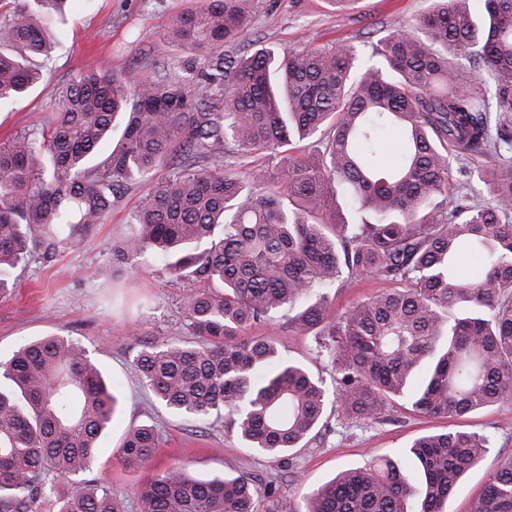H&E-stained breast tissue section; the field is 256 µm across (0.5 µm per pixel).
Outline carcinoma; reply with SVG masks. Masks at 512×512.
Instances as JSON below:
<instances>
[{"instance_id":"cac0c4a2","label":"carcinoma","mask_w":512,"mask_h":512,"mask_svg":"<svg viewBox=\"0 0 512 512\" xmlns=\"http://www.w3.org/2000/svg\"><path fill=\"white\" fill-rule=\"evenodd\" d=\"M70 0H0V105L35 84L51 41L47 8ZM431 0L417 30L369 43L259 49L224 45L250 22L249 0H200L166 34L191 54L144 58V82L108 65L60 88L56 117L0 143V296L36 257L78 250L141 177V196L98 274L155 261L198 284L184 303L195 339L138 352L134 367L175 416L224 420L243 448L282 461L306 449L327 415L378 423L399 402L463 417L512 399V0ZM485 72L456 85V65ZM317 153L284 158L293 142ZM490 201L455 188L453 174ZM360 220L332 206L337 191ZM288 196L299 202L291 209ZM325 213L328 220L310 217ZM480 259L467 275L465 256ZM370 277L392 287L336 308L331 290ZM264 325L316 330L325 380L288 359ZM119 406L81 345L59 336L0 360V512H125L88 478ZM492 436L425 434L369 468L305 493L296 512H446ZM151 425L129 428L122 465L156 455ZM416 468L407 469L406 461ZM140 512H279L246 475L200 479L179 465L137 491ZM470 512H512V458L493 464Z\"/></svg>"}]
</instances>
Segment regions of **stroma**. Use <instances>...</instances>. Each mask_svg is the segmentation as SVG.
<instances>
[{
	"mask_svg": "<svg viewBox=\"0 0 512 512\" xmlns=\"http://www.w3.org/2000/svg\"><path fill=\"white\" fill-rule=\"evenodd\" d=\"M197 0H70L61 17H53L51 58L35 86L16 103L0 108V140L52 117L57 87L78 70L100 64L153 80L140 58L171 59L180 48L165 35L170 14L193 8ZM429 0H356L348 13H337L328 0H253L252 21L224 48L240 56L256 49L295 46L321 48L335 42L360 43L373 22L393 26L413 23ZM155 169L137 191L126 194L83 246L54 267L30 260L13 275L14 288L0 297V357L31 340L58 335L73 340L94 356L121 397V408L101 443L95 477L123 498L126 512H138L135 496L145 475L188 466L202 478L235 470L259 487L270 486L282 512H292L300 494L345 468L367 466L374 457L402 451L417 435L448 429L489 433L494 442L487 463L466 473L448 501L447 512H467L489 474L491 462L512 457V400L484 408L466 419L426 417L394 406L387 421L365 428L323 432L292 465L275 462L239 447L220 422H194L169 413L135 374L133 361L145 346L166 339H188L192 332L183 313L189 283L173 278L160 264L138 265L116 279L101 280L95 270L112 258V243L128 224L141 192L167 175ZM282 355L307 364L326 380L334 373L316 353L313 334L278 330ZM149 423L158 431L159 447L145 471L123 470L117 449L126 430Z\"/></svg>",
	"mask_w": 512,
	"mask_h": 512,
	"instance_id": "1",
	"label": "stroma"
}]
</instances>
